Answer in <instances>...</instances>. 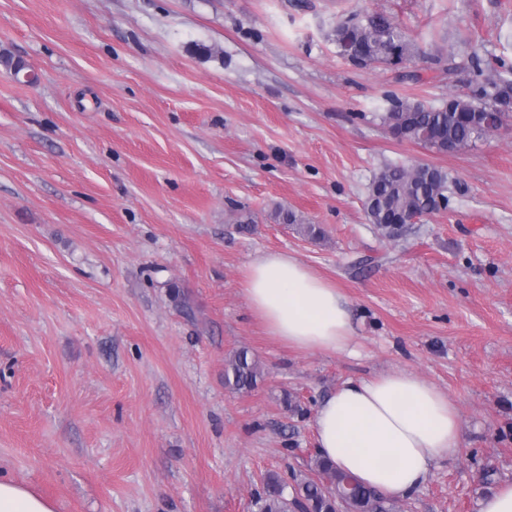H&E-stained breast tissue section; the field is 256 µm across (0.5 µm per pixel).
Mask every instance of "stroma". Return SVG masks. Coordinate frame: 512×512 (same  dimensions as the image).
Returning <instances> with one entry per match:
<instances>
[{"instance_id": "1", "label": "stroma", "mask_w": 512, "mask_h": 512, "mask_svg": "<svg viewBox=\"0 0 512 512\" xmlns=\"http://www.w3.org/2000/svg\"><path fill=\"white\" fill-rule=\"evenodd\" d=\"M364 12L402 66L336 44ZM476 58L512 65V0H0V472L56 512H257L267 475L308 473L322 399L402 370L463 430L405 512L512 483V118L454 153L382 122L468 93ZM389 164L448 174L396 238L364 211ZM266 251L339 288L350 351L269 335L243 293ZM262 377L259 361L247 349L236 350L224 368V384L242 392L253 389Z\"/></svg>"}]
</instances>
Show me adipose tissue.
Wrapping results in <instances>:
<instances>
[{
	"instance_id": "adipose-tissue-1",
	"label": "adipose tissue",
	"mask_w": 512,
	"mask_h": 512,
	"mask_svg": "<svg viewBox=\"0 0 512 512\" xmlns=\"http://www.w3.org/2000/svg\"><path fill=\"white\" fill-rule=\"evenodd\" d=\"M244 295L269 334L297 350H346L354 327L346 297L296 257L266 252L252 260ZM322 456L365 486L409 495L463 443L457 407L412 373L349 381L318 406L313 423ZM0 512H55L53 503L0 477Z\"/></svg>"
}]
</instances>
